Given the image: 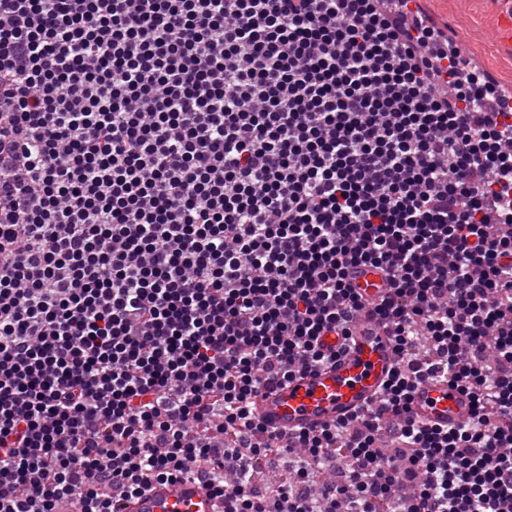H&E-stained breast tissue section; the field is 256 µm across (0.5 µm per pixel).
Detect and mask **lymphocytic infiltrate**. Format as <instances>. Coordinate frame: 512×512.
Wrapping results in <instances>:
<instances>
[{
    "mask_svg": "<svg viewBox=\"0 0 512 512\" xmlns=\"http://www.w3.org/2000/svg\"><path fill=\"white\" fill-rule=\"evenodd\" d=\"M409 3L0 0V512L184 476L224 512L512 506V112ZM365 310L398 356L378 404L256 421ZM436 377L472 424L407 418ZM348 280L367 298H378L389 292L385 273L381 269L370 265L351 268L348 273Z\"/></svg>",
    "mask_w": 512,
    "mask_h": 512,
    "instance_id": "f902f5d3",
    "label": "lymphocytic infiltrate"
}]
</instances>
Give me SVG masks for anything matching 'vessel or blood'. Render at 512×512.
<instances>
[{"instance_id":"1","label":"vessel or blood","mask_w":512,"mask_h":512,"mask_svg":"<svg viewBox=\"0 0 512 512\" xmlns=\"http://www.w3.org/2000/svg\"><path fill=\"white\" fill-rule=\"evenodd\" d=\"M348 279L365 297L374 299L389 291L387 277L370 265L350 269ZM321 344L337 351L336 359L316 370L296 374L255 399L254 414L270 430L288 436L312 432L373 406L397 362L385 328L362 316L348 337L330 332ZM409 417L418 423L457 428L473 418L468 392L441 379L419 384L409 402ZM222 501L209 485L196 478L154 483L129 501L126 512H223Z\"/></svg>"}]
</instances>
